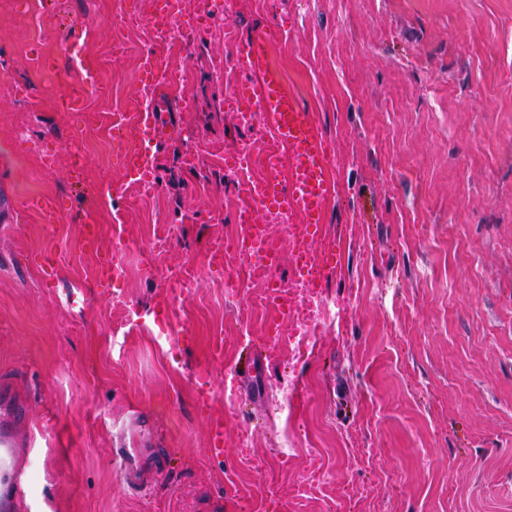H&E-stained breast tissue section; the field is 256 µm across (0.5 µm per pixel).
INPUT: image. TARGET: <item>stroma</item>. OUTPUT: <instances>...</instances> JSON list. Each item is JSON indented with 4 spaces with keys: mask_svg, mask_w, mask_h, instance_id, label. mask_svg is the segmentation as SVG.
Returning <instances> with one entry per match:
<instances>
[{
    "mask_svg": "<svg viewBox=\"0 0 512 512\" xmlns=\"http://www.w3.org/2000/svg\"><path fill=\"white\" fill-rule=\"evenodd\" d=\"M27 9L0 0V411L23 471L18 490L0 477V512H512V0H214L182 43L148 24L153 0ZM274 25L289 33L269 60L331 154L322 289L349 318L249 381L240 357L276 318L255 309L238 335L209 249L246 199L225 155L264 146L225 109L235 61ZM148 51L193 102L148 147L152 191L100 124L141 108ZM86 66L106 93L63 110ZM285 434L295 456L276 450ZM313 472L327 485L298 494Z\"/></svg>",
    "mask_w": 512,
    "mask_h": 512,
    "instance_id": "35a3bbf8",
    "label": "stroma"
}]
</instances>
